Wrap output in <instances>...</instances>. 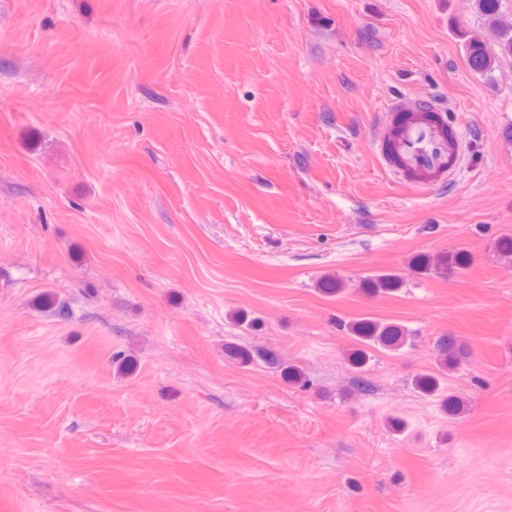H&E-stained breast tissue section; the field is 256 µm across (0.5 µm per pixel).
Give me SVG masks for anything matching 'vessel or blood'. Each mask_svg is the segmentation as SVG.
Segmentation results:
<instances>
[{
	"instance_id": "vessel-or-blood-1",
	"label": "vessel or blood",
	"mask_w": 512,
	"mask_h": 512,
	"mask_svg": "<svg viewBox=\"0 0 512 512\" xmlns=\"http://www.w3.org/2000/svg\"><path fill=\"white\" fill-rule=\"evenodd\" d=\"M386 113L373 150L382 170L411 190L447 182L461 165L462 132L445 109L413 94L391 99Z\"/></svg>"
}]
</instances>
